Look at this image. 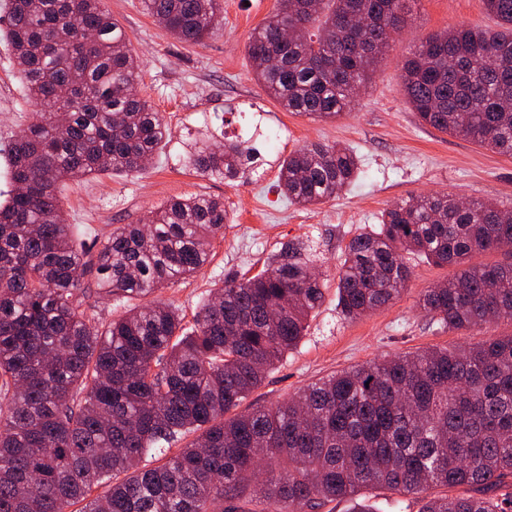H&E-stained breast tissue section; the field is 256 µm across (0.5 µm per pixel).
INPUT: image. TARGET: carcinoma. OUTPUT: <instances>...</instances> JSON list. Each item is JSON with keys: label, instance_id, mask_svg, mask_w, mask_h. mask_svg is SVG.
Segmentation results:
<instances>
[{"label": "carcinoma", "instance_id": "carcinoma-1", "mask_svg": "<svg viewBox=\"0 0 512 512\" xmlns=\"http://www.w3.org/2000/svg\"><path fill=\"white\" fill-rule=\"evenodd\" d=\"M278 3L247 46L255 79L287 112L327 120L353 109L379 62L374 45L404 27L403 0ZM483 3L495 27L429 36L401 78L422 123L512 157V0ZM144 7L184 42L219 18L218 0ZM4 9L0 36L40 110L4 154L0 512H314L368 490L410 496L418 512H512V334L388 356L224 418L305 336L324 300L315 256L283 244L265 269L218 289L188 329L178 308L148 297L209 262L228 222L223 200L173 199L95 254L82 250L60 188L140 172L170 132L136 93L139 61L101 0ZM298 23L305 34L284 35ZM254 154L238 140L196 141L184 162L234 178ZM359 171L352 148L311 143L282 161L278 183L289 202L317 205ZM486 251L512 257V214L448 196L403 201L345 246L338 307L350 320L381 309L407 288L412 258L460 266ZM92 283L138 301L101 333L83 308ZM418 307L450 331L512 320V262L465 268ZM189 434L163 464L141 466ZM438 486L460 493L429 494Z\"/></svg>", "mask_w": 512, "mask_h": 512}]
</instances>
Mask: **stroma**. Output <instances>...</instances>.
<instances>
[{
    "mask_svg": "<svg viewBox=\"0 0 512 512\" xmlns=\"http://www.w3.org/2000/svg\"><path fill=\"white\" fill-rule=\"evenodd\" d=\"M140 61L137 90L159 112L170 135L142 172L72 180L61 188L68 223L78 225L89 249L124 224L144 223L150 211L191 195L223 199L229 222L213 241L211 259L195 274L158 291L163 302L193 317L224 283L263 269L282 243L299 240L318 257L324 301L298 348L277 364L240 408L267 406L344 368L429 347H464L512 333L498 320L482 330L448 331L419 312L421 292L448 280L455 268L416 260L401 296L383 309L345 319L336 297V269L345 244L362 227L377 226L395 202L426 194L491 201L512 209V157L422 124L405 97L401 67L429 35L457 25L488 28L482 0H405V24L353 110L332 120L284 111L255 79L247 44L278 0H220V24L199 43L182 42L147 13L143 0H102ZM28 99L12 49L0 41V148L26 128ZM208 134L252 141L260 154L243 174L227 179L186 168L188 143ZM314 142L354 148L361 160L355 183L335 198L303 207L279 191L280 162Z\"/></svg>",
    "mask_w": 512,
    "mask_h": 512,
    "instance_id": "35a3bbf8",
    "label": "stroma"
}]
</instances>
